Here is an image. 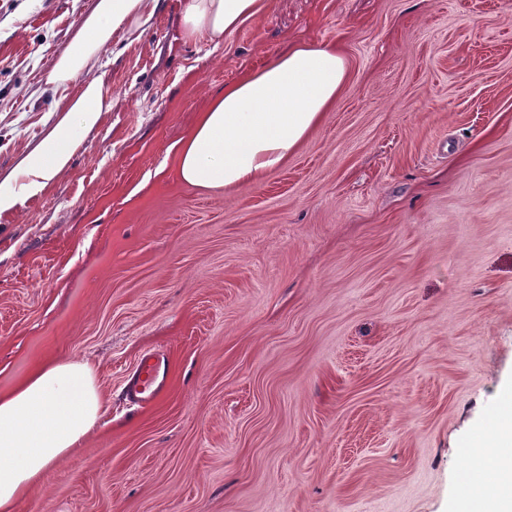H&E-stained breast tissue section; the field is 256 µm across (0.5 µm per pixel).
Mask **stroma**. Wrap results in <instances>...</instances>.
I'll return each mask as SVG.
<instances>
[{"label":"stroma","mask_w":512,"mask_h":512,"mask_svg":"<svg viewBox=\"0 0 512 512\" xmlns=\"http://www.w3.org/2000/svg\"><path fill=\"white\" fill-rule=\"evenodd\" d=\"M92 4L0 0L1 178ZM179 17L113 45L111 110L0 217V393L62 358L103 398L18 512H452L512 382V0H273L218 45ZM298 42L348 58L333 109L259 181L182 184L211 97ZM168 372L164 360L154 355H146L140 359L137 368L127 383V396L137 404H148L168 387Z\"/></svg>","instance_id":"35a3bbf8"}]
</instances>
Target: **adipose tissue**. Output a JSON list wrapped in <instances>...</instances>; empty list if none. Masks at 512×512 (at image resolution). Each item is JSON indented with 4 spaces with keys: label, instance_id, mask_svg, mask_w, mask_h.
<instances>
[{
    "label": "adipose tissue",
    "instance_id": "ef3b65f1",
    "mask_svg": "<svg viewBox=\"0 0 512 512\" xmlns=\"http://www.w3.org/2000/svg\"><path fill=\"white\" fill-rule=\"evenodd\" d=\"M157 0H94L46 76L63 89V115L7 177L0 216L41 196L69 167L87 132L112 107V87L97 67L112 43L143 29ZM271 0H181V36L220 43ZM349 62L336 46L300 43L276 61L225 86L176 150L180 181L222 189L252 183L280 167L336 103ZM102 400L89 364L57 360L0 397V512H15L55 461L95 427ZM488 454L473 457L482 489L464 512H512V394L498 408Z\"/></svg>",
    "mask_w": 512,
    "mask_h": 512
}]
</instances>
